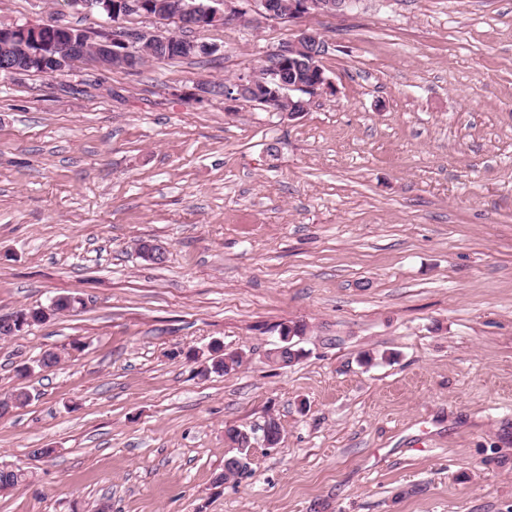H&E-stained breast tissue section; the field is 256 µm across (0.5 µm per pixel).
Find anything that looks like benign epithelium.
I'll list each match as a JSON object with an SVG mask.
<instances>
[{"instance_id": "7a95c632", "label": "benign epithelium", "mask_w": 512, "mask_h": 512, "mask_svg": "<svg viewBox=\"0 0 512 512\" xmlns=\"http://www.w3.org/2000/svg\"><path fill=\"white\" fill-rule=\"evenodd\" d=\"M238 0H168L169 7L161 8V0H69L78 11L97 9L112 22L110 29L94 43V58L99 64L115 68L132 69L139 62L144 45L155 49L168 42V35L160 31H148L127 24L132 16L151 17L159 20H175L184 28L203 29L236 21L244 12L236 6ZM255 4L251 21L301 20L315 13L339 14L353 6L356 0H289L288 12L274 7L273 0H252ZM21 43L29 46L28 56L21 63H5L0 73L13 75L36 71L55 75L75 66L87 57L85 45L91 43L83 30L57 21L41 24H24L0 27V42ZM325 46L321 34L313 29L298 27L293 40L282 44L272 52L278 66L266 70L265 79L256 75L242 74L227 86L225 99H246L261 104L267 111L276 112L293 120L307 112V102L331 89V79L320 64L321 55L316 53ZM300 57L309 69L310 80L284 82L279 79L281 65H288ZM297 99L287 109L284 99Z\"/></svg>"}]
</instances>
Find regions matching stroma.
<instances>
[{"label":"stroma","instance_id":"1","mask_svg":"<svg viewBox=\"0 0 512 512\" xmlns=\"http://www.w3.org/2000/svg\"><path fill=\"white\" fill-rule=\"evenodd\" d=\"M55 20L111 26L0 0L2 25ZM306 23L333 89L295 120L213 91L280 20L135 71L0 73V316L84 300L0 340V398L32 394L0 419L29 475L0 512H512V0ZM289 321L305 355L268 364ZM216 341L242 365L198 376ZM230 426L255 449L218 485Z\"/></svg>","mask_w":512,"mask_h":512}]
</instances>
